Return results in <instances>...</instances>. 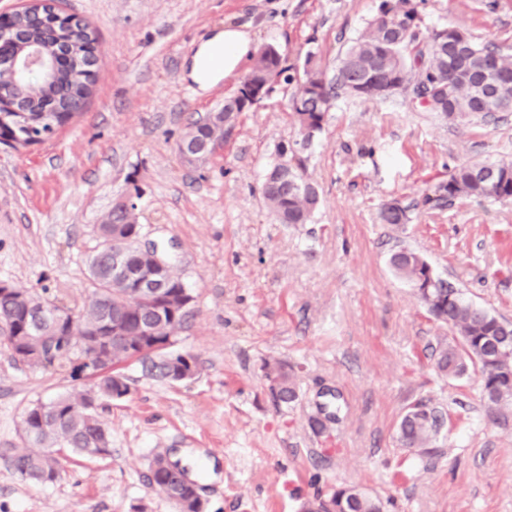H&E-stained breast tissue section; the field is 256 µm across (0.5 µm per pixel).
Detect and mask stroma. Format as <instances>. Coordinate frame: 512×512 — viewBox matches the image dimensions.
Returning <instances> with one entry per match:
<instances>
[{"label":"stroma","instance_id":"35a3bbf8","mask_svg":"<svg viewBox=\"0 0 512 512\" xmlns=\"http://www.w3.org/2000/svg\"><path fill=\"white\" fill-rule=\"evenodd\" d=\"M380 0H62L97 35L98 78L81 117L44 142L0 144V282L79 310L90 298L93 227L139 189L141 238L170 259L193 315L176 333L194 379L163 384L141 363L131 392L100 411L109 456L66 454L52 483L9 464L22 416L75 388L69 364L17 363L0 341V512H179L149 485L157 455L186 453L203 512H300L355 487L385 512H512V410L488 411L478 374L438 375L450 330L389 266L420 253L465 297L512 321V200L431 202L466 162H512V112L448 121L402 96L335 100L299 146L291 99L307 54L325 73L378 14ZM426 30L455 25L512 53V0H414ZM244 31L275 47L292 83L240 114L203 167L175 144L189 117L235 94L253 58L202 87L201 41ZM295 149L320 197L310 223L281 224L265 206L279 145ZM407 207L384 224L381 207ZM292 366L298 398L269 389L270 366ZM446 424L427 452L403 447L398 424L418 401Z\"/></svg>","mask_w":512,"mask_h":512}]
</instances>
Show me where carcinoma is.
Wrapping results in <instances>:
<instances>
[{
  "label": "carcinoma",
  "mask_w": 512,
  "mask_h": 512,
  "mask_svg": "<svg viewBox=\"0 0 512 512\" xmlns=\"http://www.w3.org/2000/svg\"><path fill=\"white\" fill-rule=\"evenodd\" d=\"M27 36L43 46L55 45L54 38L41 29V24L24 14L21 19ZM458 41L455 27L433 31L425 37L420 29V18L412 8L411 0H381L378 16L356 38L338 59L331 76H326L313 54L305 60L303 76L293 98L294 119L297 127L309 125L322 128L325 113L309 110L307 103L317 97L329 104L341 96L361 99H384L401 95L421 104L427 97L431 103L424 106L449 120L462 114L487 118L496 112H512V54L491 44L476 42L468 32ZM274 68L275 77L288 83L291 78L281 67L279 54L272 48L257 56L253 71ZM49 96L58 103L61 112L54 123L43 117L40 102H30L25 109L24 126L12 130L13 120L0 123V144L10 147H29L53 135L56 129L68 124L84 112L92 95L94 83H86L74 73L58 72L49 80ZM281 161L269 171L273 179L264 186L265 203L281 224H307L318 206L317 189L309 184L303 188L296 182L305 181L304 174L288 163V147L279 149ZM288 164V191L275 179L283 164ZM484 162H473L456 167L448 173V180L438 188L436 200L453 201L458 197L480 200L512 199V163L494 164L496 178L484 181L478 172ZM382 224H406L407 210L397 203L384 205L379 213ZM98 244L87 256L86 267L92 297L79 311V324L70 329L68 324H38L32 310L42 304L32 291L13 288L0 293V337L11 345L14 329L34 327L45 336L54 338V353L47 363L69 360L77 335H91L101 330L106 322L118 321L123 333L110 342V373L98 375L87 364L72 368L74 379L83 377L92 382L88 388L73 390L54 399L56 405L45 413L35 404L24 413L22 432L24 447L10 456V465L21 477L40 483L52 478L56 460L43 454L45 448H66L85 459H98L111 453L108 427L100 420L98 409L87 408V401L98 403L113 399L120 393L112 384V376L126 378L123 367L134 360L155 379L170 381L168 360L182 356L175 350L149 352L134 358L131 348L139 342L143 330L166 341L182 328L186 312L181 307L194 300L185 292L182 278L174 269H168L171 282L169 304L179 310L175 317L168 310L157 315V310L142 301L137 289L125 281L112 277V264L107 251L116 247L125 252L132 267H141L144 258L136 250L141 236L137 205L116 204L95 226ZM389 265L396 276L417 282L426 276L425 258L418 253L399 249L391 254ZM433 299L421 296L429 313L449 324L454 336L439 345L436 368L453 378H461L473 369L480 374L483 391L497 396L500 409L512 406V341H505L502 319L488 310L466 301L453 283L434 278ZM270 372L280 379L276 400L289 404L297 398L296 375L293 368L278 364ZM424 411L406 412L399 424L398 435L406 448H420L435 438L444 426L441 411L423 404ZM152 487L172 500L182 512H196L191 501L194 491L159 460L151 465ZM333 512H383L382 501L363 494L352 487L336 489L328 500Z\"/></svg>",
  "instance_id": "cac0c4a2"
}]
</instances>
